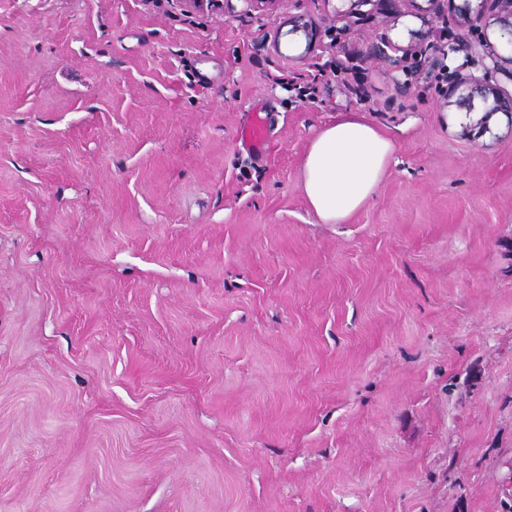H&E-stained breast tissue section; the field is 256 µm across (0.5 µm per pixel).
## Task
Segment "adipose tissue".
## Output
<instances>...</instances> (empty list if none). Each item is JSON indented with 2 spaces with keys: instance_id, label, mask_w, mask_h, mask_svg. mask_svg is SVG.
I'll list each match as a JSON object with an SVG mask.
<instances>
[{
  "instance_id": "obj_1",
  "label": "adipose tissue",
  "mask_w": 512,
  "mask_h": 512,
  "mask_svg": "<svg viewBox=\"0 0 512 512\" xmlns=\"http://www.w3.org/2000/svg\"><path fill=\"white\" fill-rule=\"evenodd\" d=\"M393 152L378 128L355 115L322 129L301 170L304 195L319 223H342L373 197Z\"/></svg>"
}]
</instances>
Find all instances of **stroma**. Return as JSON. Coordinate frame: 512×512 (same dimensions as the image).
<instances>
[{
  "mask_svg": "<svg viewBox=\"0 0 512 512\" xmlns=\"http://www.w3.org/2000/svg\"><path fill=\"white\" fill-rule=\"evenodd\" d=\"M416 5L0 0V512H512V115L366 60L467 36ZM348 113L393 160L320 224ZM242 139L245 144L257 153H263L266 146L265 118L260 113H254L251 124L243 132ZM392 142L356 115L327 125L304 158L301 184L320 224H341L376 193L392 160Z\"/></svg>",
  "mask_w": 512,
  "mask_h": 512,
  "instance_id": "35a3bbf8",
  "label": "stroma"
}]
</instances>
